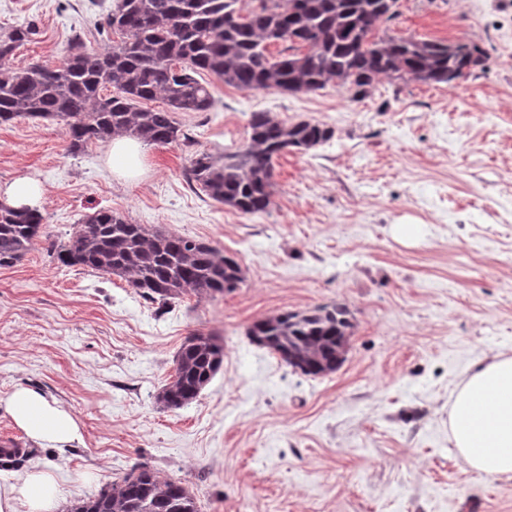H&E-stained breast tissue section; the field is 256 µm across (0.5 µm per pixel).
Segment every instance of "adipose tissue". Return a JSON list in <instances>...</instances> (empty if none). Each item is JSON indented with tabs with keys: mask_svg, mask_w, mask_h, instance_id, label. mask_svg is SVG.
I'll return each instance as SVG.
<instances>
[{
	"mask_svg": "<svg viewBox=\"0 0 512 512\" xmlns=\"http://www.w3.org/2000/svg\"><path fill=\"white\" fill-rule=\"evenodd\" d=\"M6 409L41 446L63 451L81 439L74 416L38 390L15 389ZM450 425L455 448L474 470L512 477V357H493L470 374L452 405ZM61 501L54 475L34 471L20 486L0 491V512H58Z\"/></svg>",
	"mask_w": 512,
	"mask_h": 512,
	"instance_id": "1",
	"label": "adipose tissue"
}]
</instances>
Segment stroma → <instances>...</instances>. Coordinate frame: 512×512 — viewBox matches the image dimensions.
I'll return each instance as SVG.
<instances>
[{"label": "stroma", "instance_id": "stroma-1", "mask_svg": "<svg viewBox=\"0 0 512 512\" xmlns=\"http://www.w3.org/2000/svg\"><path fill=\"white\" fill-rule=\"evenodd\" d=\"M114 3L0 0V33L39 30L13 66L107 47ZM393 12L390 35L477 45L486 69L383 79L360 100L332 84L244 91L203 71L212 107L176 113L182 140L146 145L134 182L113 173L107 142L74 155L57 122L0 125V186L27 176L44 189L41 234L0 267V399L38 389L82 434L42 447L0 406V435L23 451L0 464L1 490L46 469L68 510L143 464L183 482L199 512H512V478L471 469L449 431L469 370L512 357V0H396ZM258 111L334 136L275 158L273 203L252 215L184 172L246 144ZM100 209L216 246L243 282L162 305L54 261ZM339 304L354 328L331 373L303 375L248 336L259 319ZM198 332L221 336L224 364L197 400L161 409L155 395Z\"/></svg>", "mask_w": 512, "mask_h": 512}]
</instances>
